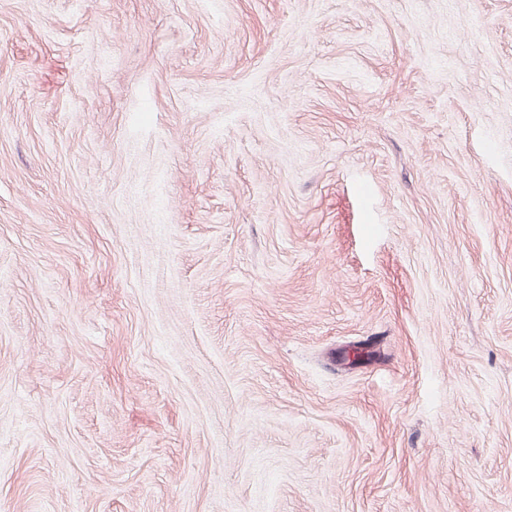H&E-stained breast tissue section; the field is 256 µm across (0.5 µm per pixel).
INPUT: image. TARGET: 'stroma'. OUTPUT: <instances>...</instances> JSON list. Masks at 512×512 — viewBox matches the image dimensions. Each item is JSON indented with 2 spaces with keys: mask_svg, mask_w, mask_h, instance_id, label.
I'll list each match as a JSON object with an SVG mask.
<instances>
[{
  "mask_svg": "<svg viewBox=\"0 0 512 512\" xmlns=\"http://www.w3.org/2000/svg\"><path fill=\"white\" fill-rule=\"evenodd\" d=\"M0 512H512V0H0Z\"/></svg>",
  "mask_w": 512,
  "mask_h": 512,
  "instance_id": "stroma-1",
  "label": "stroma"
}]
</instances>
